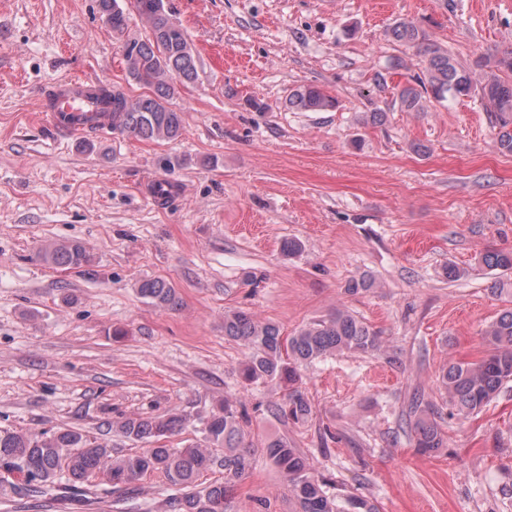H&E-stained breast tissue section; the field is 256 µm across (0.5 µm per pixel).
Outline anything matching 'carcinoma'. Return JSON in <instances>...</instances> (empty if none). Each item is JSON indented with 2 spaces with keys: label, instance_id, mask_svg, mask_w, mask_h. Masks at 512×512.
I'll return each instance as SVG.
<instances>
[{
  "label": "carcinoma",
  "instance_id": "cac0c4a2",
  "mask_svg": "<svg viewBox=\"0 0 512 512\" xmlns=\"http://www.w3.org/2000/svg\"><path fill=\"white\" fill-rule=\"evenodd\" d=\"M101 17L116 35H123L132 13L147 21L150 36L126 43L124 62L129 78L146 89L136 99L118 88L100 93L111 107L112 131L130 133L142 140H174L183 129L182 113L173 107L175 82H191L197 75V59L187 34L165 8L164 0H97ZM389 41L415 47L424 58L422 74L398 93L403 112H423L427 100L441 102L480 95L494 127L497 145L512 154V52L494 61L478 59L471 67L459 64L448 51L433 43L413 21L399 19L385 31ZM288 107L297 112H327L338 101L315 85H303L288 94ZM44 258L60 268H80L91 262L82 245H53ZM481 264L503 275L512 273V249L486 251ZM492 293L506 297L509 306L482 333L484 356L475 361L448 363L440 383L448 393L449 415L468 416L480 412L512 381V290L497 281ZM139 294L157 307L180 305L176 288L161 278L146 279ZM224 335L242 342L248 354L240 367L247 384L278 382L286 388L279 403L268 406L276 417L293 423L308 421L311 402L299 385L300 367L336 352L368 354L381 349V336L355 315L338 309L327 318L310 323L292 336L282 335L270 322L261 323L241 310L224 312ZM247 409L226 398L224 404L200 418L204 440L184 448H168L160 441L182 429L187 417L165 413L128 417L119 431L135 441H151L155 447L140 454L115 455L112 449L87 438L79 430L66 429L50 435L32 436L0 430V469L27 473L19 489L32 498L49 489L62 499L82 502L81 484L94 473H105L118 489L129 486L148 471L165 474L172 494L171 512H224L226 497L251 468L253 449L246 443ZM443 412L416 392L409 401L405 424L415 448L422 453L445 447ZM270 462L284 476L296 512H378L375 504L357 496L331 495L306 456L286 438L265 445ZM213 467L224 470V482L197 488L198 476ZM67 482L60 481L61 473Z\"/></svg>",
  "mask_w": 512,
  "mask_h": 512
}]
</instances>
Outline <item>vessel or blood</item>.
<instances>
[{
  "label": "vessel or blood",
  "mask_w": 512,
  "mask_h": 512,
  "mask_svg": "<svg viewBox=\"0 0 512 512\" xmlns=\"http://www.w3.org/2000/svg\"><path fill=\"white\" fill-rule=\"evenodd\" d=\"M100 81L70 77L49 86L42 94V115L57 131L83 135L108 128L107 104L98 96Z\"/></svg>",
  "instance_id": "1"
}]
</instances>
